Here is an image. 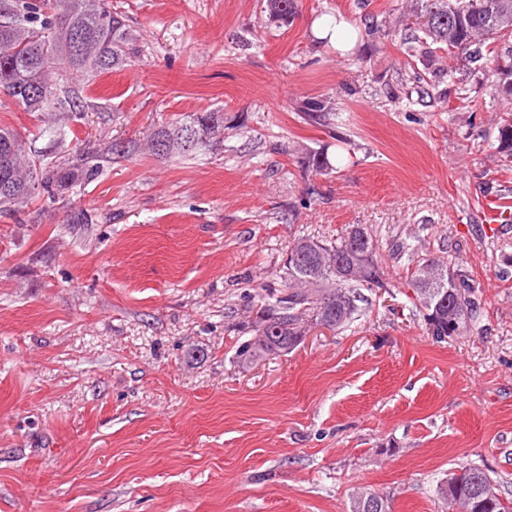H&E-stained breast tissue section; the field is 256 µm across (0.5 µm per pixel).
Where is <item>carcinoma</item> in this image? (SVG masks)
Listing matches in <instances>:
<instances>
[{"instance_id": "obj_1", "label": "carcinoma", "mask_w": 512, "mask_h": 512, "mask_svg": "<svg viewBox=\"0 0 512 512\" xmlns=\"http://www.w3.org/2000/svg\"><path fill=\"white\" fill-rule=\"evenodd\" d=\"M415 26L401 42L408 58H423L429 70L434 49L469 65V73L486 71L492 57L491 83L495 92L512 98V0H413ZM273 22L289 21L297 0H267ZM140 55L127 25L112 12L107 0H0V93L27 112H73L80 103L68 90L76 75L117 70ZM459 108L472 103L465 81L453 83ZM224 112L213 109L175 119L148 135L147 147L157 157L191 156L220 142ZM490 148L503 163H512V113L499 118ZM307 166L318 173L332 169L327 153L309 152ZM87 173L46 162L27 150L26 142L9 127H0V214L14 215L39 198L53 203L57 190ZM386 242L378 231L361 224L345 228L334 240L300 237L292 246L303 251L298 265L279 268V288L258 295L249 310L251 339L240 344L242 364L297 347L306 322L341 330L358 320L368 306L363 291L385 293L393 287L382 263ZM356 252L371 255L365 271L342 278L322 261L341 262L349 269ZM408 255L406 283L415 315L423 318L437 339L470 333L479 319L478 285L468 271L448 259L430 255L422 239L401 248ZM433 261L447 269L441 288H423L424 270ZM439 493L448 512H512V496L499 480L475 466L448 473Z\"/></svg>"}]
</instances>
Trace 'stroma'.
<instances>
[{"mask_svg": "<svg viewBox=\"0 0 512 512\" xmlns=\"http://www.w3.org/2000/svg\"><path fill=\"white\" fill-rule=\"evenodd\" d=\"M264 4L112 0L143 52L73 78L83 110L53 121L0 94L33 153L100 166L53 207L0 215V512H348L361 489L440 512L464 464L512 494V220L485 210L512 206V170L484 142L512 104L473 76L470 115L447 82H413L409 0H299L284 24ZM338 15L348 51L312 33ZM211 109L222 148H146L153 125ZM319 149L331 174L302 163ZM349 224L385 234L393 293L239 366L246 296L277 286L297 236ZM412 235L477 281L470 334L436 341L407 307L393 251Z\"/></svg>", "mask_w": 512, "mask_h": 512, "instance_id": "obj_1", "label": "stroma"}]
</instances>
